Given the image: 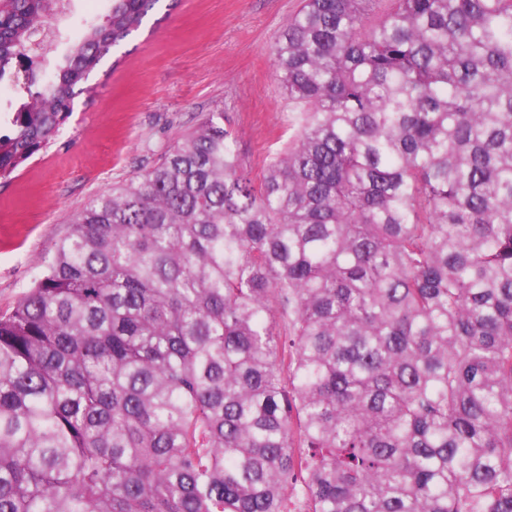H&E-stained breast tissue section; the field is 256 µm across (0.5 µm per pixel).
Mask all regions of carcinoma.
Here are the masks:
<instances>
[{"instance_id":"obj_1","label":"carcinoma","mask_w":512,"mask_h":512,"mask_svg":"<svg viewBox=\"0 0 512 512\" xmlns=\"http://www.w3.org/2000/svg\"><path fill=\"white\" fill-rule=\"evenodd\" d=\"M70 2L6 0L0 78ZM111 2L1 182L160 0ZM272 54L259 182L214 113L0 315V512H512V0H302Z\"/></svg>"}]
</instances>
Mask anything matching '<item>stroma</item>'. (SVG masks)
<instances>
[{"mask_svg": "<svg viewBox=\"0 0 512 512\" xmlns=\"http://www.w3.org/2000/svg\"><path fill=\"white\" fill-rule=\"evenodd\" d=\"M300 0H179L90 74L64 133L0 184V311L13 308L95 195L144 173L213 112L260 178L294 133L271 47Z\"/></svg>", "mask_w": 512, "mask_h": 512, "instance_id": "stroma-1", "label": "stroma"}]
</instances>
